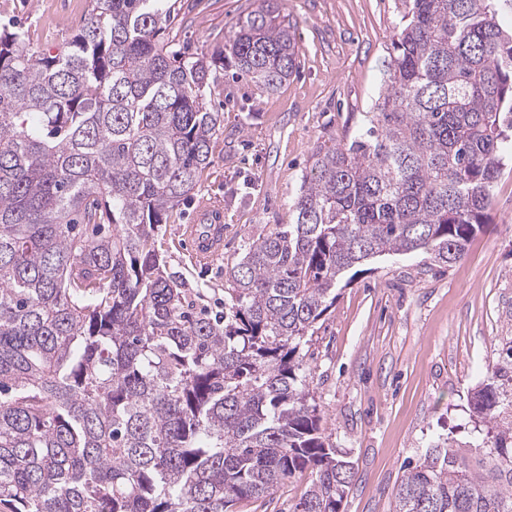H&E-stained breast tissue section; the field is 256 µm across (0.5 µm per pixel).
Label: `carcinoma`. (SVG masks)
I'll list each match as a JSON object with an SVG mask.
<instances>
[{"label":"carcinoma","mask_w":512,"mask_h":512,"mask_svg":"<svg viewBox=\"0 0 512 512\" xmlns=\"http://www.w3.org/2000/svg\"><path fill=\"white\" fill-rule=\"evenodd\" d=\"M361 131L313 153L292 221L194 311L154 237L210 165L215 58L170 44L171 0H93L66 50L0 30V505L9 512H234L308 472L295 512H340L302 347L356 267L460 261L512 159L502 0H402ZM232 67L274 91L299 48L275 0L234 25ZM490 458L449 438L392 512H512V348L475 395Z\"/></svg>","instance_id":"obj_1"}]
</instances>
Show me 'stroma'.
<instances>
[{"label":"stroma","mask_w":512,"mask_h":512,"mask_svg":"<svg viewBox=\"0 0 512 512\" xmlns=\"http://www.w3.org/2000/svg\"><path fill=\"white\" fill-rule=\"evenodd\" d=\"M260 0H181L170 37L190 52L223 50L236 19ZM299 47L298 68L273 93L232 67L218 70L207 104L220 115L211 164L155 239L166 269L198 309H224L230 268L249 243L291 219L289 205L322 142L358 132L377 99L400 0H280ZM91 0H0V24L20 26L33 57L63 49ZM224 204V256L197 268L179 245L202 199ZM486 232L463 259L427 270L424 254L372 263L343 288L304 346L303 368L321 426L352 462L355 481L341 512H392L404 469L438 438L492 446L473 397L512 342V173L493 189ZM305 479L285 482L234 512H294Z\"/></svg>","instance_id":"1"}]
</instances>
